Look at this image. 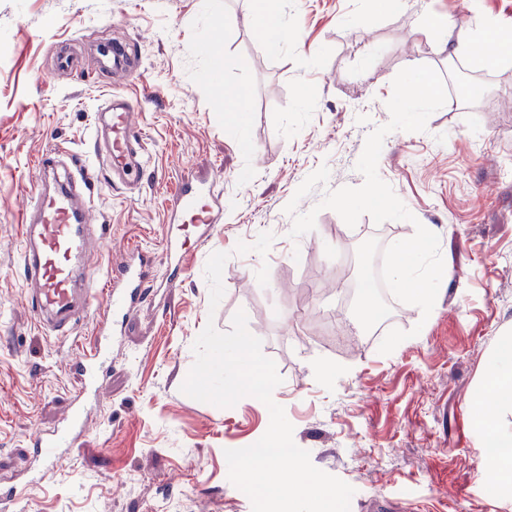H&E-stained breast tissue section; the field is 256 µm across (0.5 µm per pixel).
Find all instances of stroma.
I'll return each instance as SVG.
<instances>
[{"label": "stroma", "instance_id": "obj_1", "mask_svg": "<svg viewBox=\"0 0 512 512\" xmlns=\"http://www.w3.org/2000/svg\"><path fill=\"white\" fill-rule=\"evenodd\" d=\"M288 39L269 50L252 23L253 0H0V512H252L228 479L226 450L254 444L270 423L253 397L220 408L183 394L192 346L206 324L230 331L237 311L262 342L282 382L273 391L312 464L355 490L350 512L415 502L432 512H512L490 493L473 432L476 387L498 333L512 329V61L487 67L471 97L448 95L422 132L384 140L380 178L413 221L347 226L318 209L313 231L291 238L285 207L325 166L326 185L299 199L357 187L368 134L390 120L392 81L426 64L455 88L473 71L453 47L459 31H512V0H278ZM441 15L446 32L424 26ZM77 66H57L60 43ZM125 45L128 77L101 76L104 46ZM142 102L149 164L134 189L101 183L93 197L112 264L132 244L163 271L172 192L191 169L224 179L218 228L189 246L185 275L168 296L131 317L99 406L78 448L38 482L28 441L66 410L75 382L67 354L90 335L40 328L25 300L21 224L38 182V159L65 148L89 170L93 114L112 96ZM244 111L230 109L233 92ZM438 235L444 274L434 308L391 301L389 317L358 343L330 331L351 309L357 245L408 239L416 225ZM226 253L225 293L210 304L208 258ZM393 328L414 330L387 355ZM326 373H319V366Z\"/></svg>", "mask_w": 512, "mask_h": 512}]
</instances>
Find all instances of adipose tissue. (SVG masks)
Instances as JSON below:
<instances>
[{"label": "adipose tissue", "instance_id": "obj_1", "mask_svg": "<svg viewBox=\"0 0 512 512\" xmlns=\"http://www.w3.org/2000/svg\"><path fill=\"white\" fill-rule=\"evenodd\" d=\"M475 431L483 449L479 467L494 475L496 497L512 499V332L500 333L479 382Z\"/></svg>", "mask_w": 512, "mask_h": 512}]
</instances>
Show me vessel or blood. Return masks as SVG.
Returning a JSON list of instances; mask_svg holds the SVG:
<instances>
[{
  "label": "vessel or blood",
  "instance_id": "obj_1",
  "mask_svg": "<svg viewBox=\"0 0 512 512\" xmlns=\"http://www.w3.org/2000/svg\"><path fill=\"white\" fill-rule=\"evenodd\" d=\"M137 109L122 97H112L96 114L93 153L110 182L140 184L147 158L137 127ZM41 173L64 170L56 187L35 192L24 214L21 262L29 308L44 330L66 337L90 314H97L89 341L75 343L69 368L77 386L69 406L52 426L30 441V452L43 469H52L58 457L77 447L84 434L87 407L98 400L112 366V344L126 326L149 288L167 292L176 288L183 267L184 243L164 238L166 270L151 278L152 260L142 249L128 247L124 260L102 270V252L89 209L80 196H91L92 181L71 152L54 150L41 157ZM224 188L212 174L188 173L178 181L170 201L172 218L189 216L202 232L213 229Z\"/></svg>",
  "mask_w": 512,
  "mask_h": 512
}]
</instances>
